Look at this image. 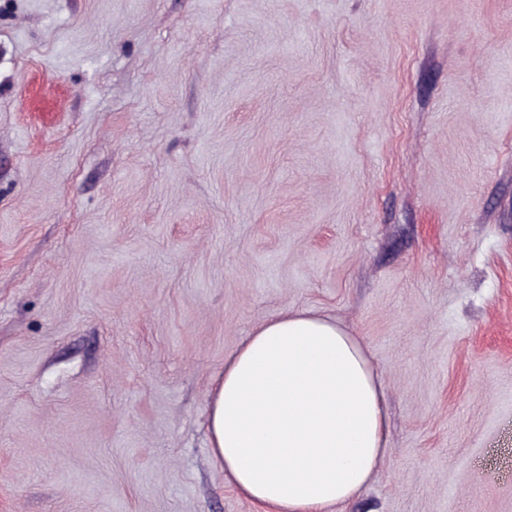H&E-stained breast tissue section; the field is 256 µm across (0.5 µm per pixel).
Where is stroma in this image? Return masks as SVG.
Returning <instances> with one entry per match:
<instances>
[{"label":"stroma","instance_id":"1","mask_svg":"<svg viewBox=\"0 0 512 512\" xmlns=\"http://www.w3.org/2000/svg\"><path fill=\"white\" fill-rule=\"evenodd\" d=\"M296 311L387 394L331 512H512V0H0V512H266L210 393Z\"/></svg>","mask_w":512,"mask_h":512}]
</instances>
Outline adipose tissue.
<instances>
[{"instance_id": "ef3b65f1", "label": "adipose tissue", "mask_w": 512, "mask_h": 512, "mask_svg": "<svg viewBox=\"0 0 512 512\" xmlns=\"http://www.w3.org/2000/svg\"><path fill=\"white\" fill-rule=\"evenodd\" d=\"M210 448L270 512H327L355 497L388 449L384 391L358 337L287 312L257 325L211 389Z\"/></svg>"}]
</instances>
